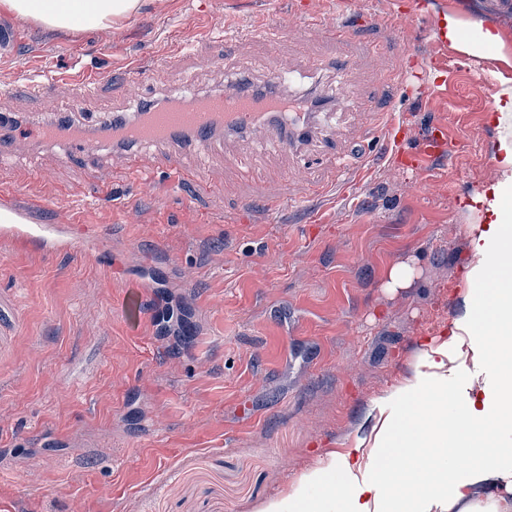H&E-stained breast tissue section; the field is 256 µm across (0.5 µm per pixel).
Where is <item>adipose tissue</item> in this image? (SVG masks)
Returning <instances> with one entry per match:
<instances>
[{
    "label": "adipose tissue",
    "instance_id": "adipose-tissue-1",
    "mask_svg": "<svg viewBox=\"0 0 512 512\" xmlns=\"http://www.w3.org/2000/svg\"><path fill=\"white\" fill-rule=\"evenodd\" d=\"M0 6L44 25L106 30L129 17L139 0H0ZM487 228L475 245L468 273L472 298L458 329L477 331L478 358L493 366L499 384L482 402L462 401L445 374L447 343H440L431 374L398 391L400 410L386 420L368 462L343 454L311 469L287 497L264 512H500L496 501L472 500L476 483L497 477L512 489V469L493 471L492 458L512 459L499 441L512 425V202L494 195ZM467 448L457 467L455 449Z\"/></svg>",
    "mask_w": 512,
    "mask_h": 512
}]
</instances>
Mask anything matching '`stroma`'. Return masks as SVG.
Masks as SVG:
<instances>
[{"label": "stroma", "instance_id": "1", "mask_svg": "<svg viewBox=\"0 0 512 512\" xmlns=\"http://www.w3.org/2000/svg\"><path fill=\"white\" fill-rule=\"evenodd\" d=\"M360 25L354 63L314 67L333 46L306 28L313 13L339 18L336 0H141L110 38L17 17L23 39L0 64V113L20 123L69 106L127 110L119 78L139 66L153 92H218L225 77L266 80L289 65L305 96L337 84L354 93L319 115L334 144L308 140L277 152L256 139L217 136L184 148L202 184H133L100 149L67 162L63 147L31 145L13 159L0 195L42 203L38 223L70 219L82 242L39 255L0 244V292L19 321L0 356V512H263L310 469L359 447L369 455L440 342L460 400H481L496 371L479 366L466 314L472 244L483 230L477 197L500 186L498 145L512 137L485 102L478 74L512 77V0H350ZM500 31L503 48L470 54L438 34L435 19ZM263 22L228 53L225 33ZM183 59L168 64L174 48ZM421 63L442 81L408 98L396 75ZM97 72L93 94L81 77ZM25 74L72 79L38 98L10 92ZM392 106L409 146L446 127L449 151L425 168L405 155L371 156L378 121L363 95ZM358 169L327 180L331 150ZM283 194L258 204L255 186ZM406 265L407 285L388 287ZM179 336L157 333L167 307ZM93 445L89 456L72 449Z\"/></svg>", "mask_w": 512, "mask_h": 512}]
</instances>
